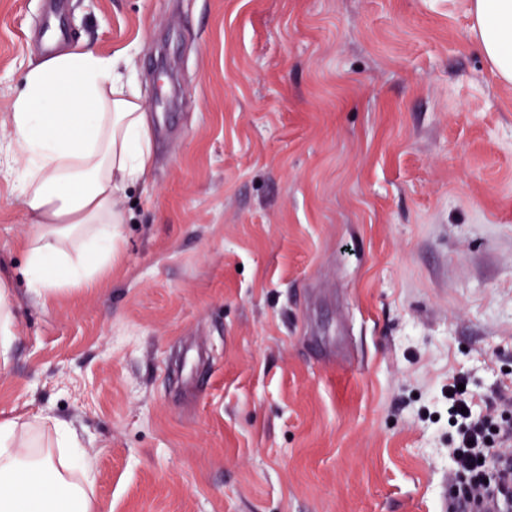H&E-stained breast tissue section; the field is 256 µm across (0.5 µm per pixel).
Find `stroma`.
<instances>
[{"instance_id": "1", "label": "stroma", "mask_w": 512, "mask_h": 512, "mask_svg": "<svg viewBox=\"0 0 512 512\" xmlns=\"http://www.w3.org/2000/svg\"><path fill=\"white\" fill-rule=\"evenodd\" d=\"M45 0H0V145ZM155 162L98 287L14 288L0 417L65 422L102 512H437L448 385L512 390V84L467 0H66Z\"/></svg>"}]
</instances>
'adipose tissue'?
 Wrapping results in <instances>:
<instances>
[{
  "instance_id": "obj_1",
  "label": "adipose tissue",
  "mask_w": 512,
  "mask_h": 512,
  "mask_svg": "<svg viewBox=\"0 0 512 512\" xmlns=\"http://www.w3.org/2000/svg\"><path fill=\"white\" fill-rule=\"evenodd\" d=\"M468 12L493 71L512 83V0H468ZM131 67L90 49L63 52L31 65L12 102L14 136L1 155L28 214L23 248L40 301L66 281L97 283L127 221L119 199L152 172L151 124ZM66 111L78 113L77 128L62 121ZM79 445L50 416L0 417V512H101L93 461Z\"/></svg>"
}]
</instances>
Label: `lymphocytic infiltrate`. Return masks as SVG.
<instances>
[{
  "instance_id": "lymphocytic-infiltrate-1",
  "label": "lymphocytic infiltrate",
  "mask_w": 512,
  "mask_h": 512,
  "mask_svg": "<svg viewBox=\"0 0 512 512\" xmlns=\"http://www.w3.org/2000/svg\"><path fill=\"white\" fill-rule=\"evenodd\" d=\"M448 417L456 428L449 437L456 491L449 495V508L483 512L486 501H495L497 512H512V454L500 447L512 443V397L500 396L499 414L474 416L467 391L449 384Z\"/></svg>"
}]
</instances>
